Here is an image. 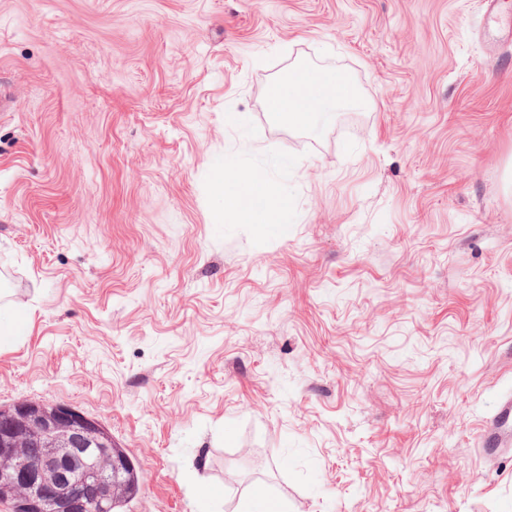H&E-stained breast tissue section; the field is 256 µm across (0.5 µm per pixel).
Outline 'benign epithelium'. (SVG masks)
<instances>
[{
	"label": "benign epithelium",
	"instance_id": "obj_1",
	"mask_svg": "<svg viewBox=\"0 0 512 512\" xmlns=\"http://www.w3.org/2000/svg\"><path fill=\"white\" fill-rule=\"evenodd\" d=\"M99 428L67 406L0 410V479L15 487L31 512L45 502L55 512H94L96 501L123 490V462Z\"/></svg>",
	"mask_w": 512,
	"mask_h": 512
}]
</instances>
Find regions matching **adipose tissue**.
<instances>
[{
	"instance_id": "1",
	"label": "adipose tissue",
	"mask_w": 512,
	"mask_h": 512,
	"mask_svg": "<svg viewBox=\"0 0 512 512\" xmlns=\"http://www.w3.org/2000/svg\"><path fill=\"white\" fill-rule=\"evenodd\" d=\"M267 101L271 112L297 123H305L315 113L337 105H357L354 86L335 73L313 76L302 70L286 73L270 89ZM265 178L255 173L235 172L234 186L224 195L222 211L227 216L252 217L256 214L255 193L267 188Z\"/></svg>"
}]
</instances>
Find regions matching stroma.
Here are the masks:
<instances>
[{"label": "stroma", "mask_w": 512, "mask_h": 512, "mask_svg": "<svg viewBox=\"0 0 512 512\" xmlns=\"http://www.w3.org/2000/svg\"><path fill=\"white\" fill-rule=\"evenodd\" d=\"M482 0H0V407L64 404L121 512H512V41ZM350 74L321 126L286 72ZM288 221L223 219L215 159ZM223 497L202 508V489ZM269 109L291 122L306 123L315 112H328L334 105H359L354 86L331 71L312 76L308 71L287 72L270 89ZM261 508V509H260ZM241 512H288L285 505L280 501L271 498L265 490L257 488L243 506ZM260 509V510H259Z\"/></svg>", "instance_id": "35a3bbf8"}]
</instances>
